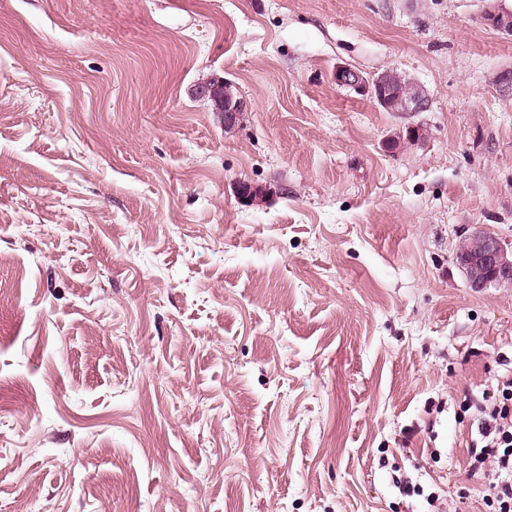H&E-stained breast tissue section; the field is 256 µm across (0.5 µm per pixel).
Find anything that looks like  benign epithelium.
<instances>
[{
    "mask_svg": "<svg viewBox=\"0 0 512 512\" xmlns=\"http://www.w3.org/2000/svg\"><path fill=\"white\" fill-rule=\"evenodd\" d=\"M484 24L512 37V9H506L500 0H488L483 15ZM336 85L368 96L387 112H425L429 96L417 82L386 70L369 80L348 66L334 71ZM224 80L217 78L200 86L199 94L218 103L222 99ZM263 190L248 182L237 187V198L245 205L262 200ZM470 246L456 253V263L469 287L475 291L486 288H512V245L499 237L478 229L467 235Z\"/></svg>",
    "mask_w": 512,
    "mask_h": 512,
    "instance_id": "1",
    "label": "benign epithelium"
}]
</instances>
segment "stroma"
Wrapping results in <instances>:
<instances>
[{"mask_svg": "<svg viewBox=\"0 0 512 512\" xmlns=\"http://www.w3.org/2000/svg\"><path fill=\"white\" fill-rule=\"evenodd\" d=\"M486 6L0 0V512H477L463 405L512 373V288L455 261L512 243ZM334 79L338 86L369 96L387 112H424L429 107V96L420 84L391 70L369 80L348 66H337ZM469 248L456 253V263L474 291L512 288V245L480 229L466 237Z\"/></svg>", "mask_w": 512, "mask_h": 512, "instance_id": "35a3bbf8", "label": "stroma"}]
</instances>
